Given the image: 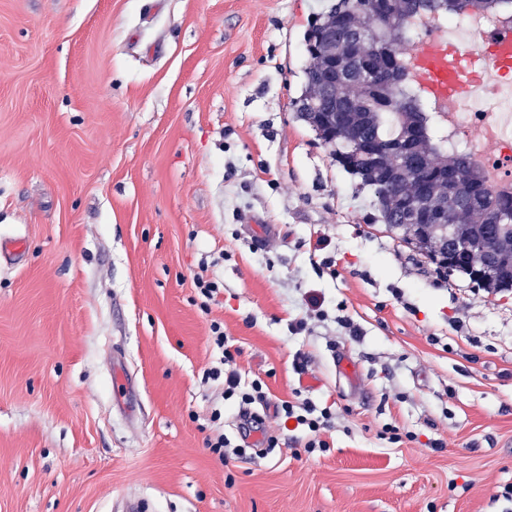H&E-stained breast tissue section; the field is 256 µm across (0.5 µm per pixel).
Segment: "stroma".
Masks as SVG:
<instances>
[{"mask_svg": "<svg viewBox=\"0 0 512 512\" xmlns=\"http://www.w3.org/2000/svg\"><path fill=\"white\" fill-rule=\"evenodd\" d=\"M324 5L0 0V236L26 242L0 264V512H512V295L368 223L297 117ZM311 296L324 320L292 333ZM215 320L276 447L206 446L218 404L242 442L205 376ZM296 396L335 403L327 447L275 418Z\"/></svg>", "mask_w": 512, "mask_h": 512, "instance_id": "35a3bbf8", "label": "stroma"}]
</instances>
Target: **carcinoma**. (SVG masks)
<instances>
[{"label": "carcinoma", "instance_id": "obj_1", "mask_svg": "<svg viewBox=\"0 0 512 512\" xmlns=\"http://www.w3.org/2000/svg\"><path fill=\"white\" fill-rule=\"evenodd\" d=\"M419 6L429 15L458 8L512 13V0H330L305 32L304 83L293 107L332 148L336 163L359 179L361 187L372 190L374 222L402 232L403 242L438 271L465 275L489 295L512 292V196L494 193L464 154L449 153L433 143L425 106L408 86L393 80L371 84L375 71L398 69L410 40L407 20ZM350 15L363 20L348 28L344 19ZM335 58L344 65L332 87L328 70ZM329 91L336 96L334 111L320 103ZM418 121L424 136L412 161H401L392 153L372 164L355 157L357 143L403 137ZM414 166L423 169L427 179L425 194L409 177ZM456 185L461 192L452 201L448 223L429 224L422 234L400 223L404 212L449 196ZM454 240L484 244L493 262H485L478 250L448 260V246Z\"/></svg>", "mask_w": 512, "mask_h": 512}]
</instances>
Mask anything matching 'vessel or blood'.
<instances>
[{
	"instance_id": "b4317fda",
	"label": "vessel or blood",
	"mask_w": 512,
	"mask_h": 512,
	"mask_svg": "<svg viewBox=\"0 0 512 512\" xmlns=\"http://www.w3.org/2000/svg\"><path fill=\"white\" fill-rule=\"evenodd\" d=\"M410 72L437 103L474 105L503 74L512 73V31L487 39L485 48L438 35L423 38L406 55Z\"/></svg>"
}]
</instances>
